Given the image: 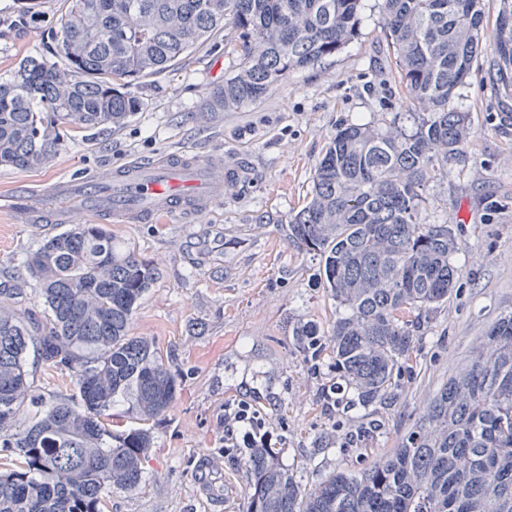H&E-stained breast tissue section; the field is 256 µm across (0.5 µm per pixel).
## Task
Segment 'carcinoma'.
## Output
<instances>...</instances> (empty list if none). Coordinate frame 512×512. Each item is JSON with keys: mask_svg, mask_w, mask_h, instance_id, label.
<instances>
[{"mask_svg": "<svg viewBox=\"0 0 512 512\" xmlns=\"http://www.w3.org/2000/svg\"><path fill=\"white\" fill-rule=\"evenodd\" d=\"M363 0H65L52 45L0 80V166L32 169L72 132L120 127L143 102L130 92L190 53L216 44L240 57L203 112L260 101L290 72L338 55L360 33ZM384 37L399 93L421 108L381 123L342 126L318 161L308 203L288 239L319 257L322 285L348 310L328 349L362 401L394 394L414 336L448 301L461 270L448 224H427L424 187L465 166L471 115L454 97L479 53L512 100V0L493 28L484 0H383ZM43 315L24 290L0 288V448L19 466L0 473V512H101L108 492L137 489L152 448L146 428L112 430V403L132 398L142 421L166 413L177 379L131 320L158 279L154 265L117 245L104 224H73L27 260ZM312 346L319 330L296 326ZM68 370L78 396L26 415L29 347ZM27 417V424L15 428ZM275 448L248 458L246 512H512V313L500 318L465 370L448 379L397 448L360 472L337 471L304 492Z\"/></svg>", "mask_w": 512, "mask_h": 512, "instance_id": "obj_1", "label": "carcinoma"}]
</instances>
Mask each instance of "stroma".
Masks as SVG:
<instances>
[{"instance_id":"obj_1","label":"stroma","mask_w":512,"mask_h":512,"mask_svg":"<svg viewBox=\"0 0 512 512\" xmlns=\"http://www.w3.org/2000/svg\"><path fill=\"white\" fill-rule=\"evenodd\" d=\"M62 2L0 0V76L9 75L22 55L43 52ZM30 3L38 20L26 11ZM364 4L360 34L338 56L291 72L256 104L201 115L206 93L223 84L238 60L235 52L205 49L136 86L143 107L124 126L73 133L42 168L0 167V191L20 181L42 190L59 179L170 154L221 155L251 169L249 186L229 190L208 217L186 224H109L117 242L159 269L131 333L153 341L178 392L171 408L149 424L153 446L140 488L113 489L102 512H246L248 451L225 452L220 426L225 405L242 399L285 436L280 456L302 489H315L340 469L360 471L397 447L487 330L512 311V205L485 207L489 196L512 201V137L495 130L501 104L485 52L457 100L472 115L471 160L446 166L425 190L426 222L456 231L459 289L427 316L400 386L385 405H363L349 387L337 395L335 409L323 400V388L338 380L331 354L303 348L293 329L309 321L328 335L340 309L320 284L318 258L289 241L286 225L307 202L315 166L340 124L408 109L387 75L382 0ZM62 230L0 213V284L25 288L24 305L36 314L43 305L25 259ZM27 360L34 408L75 396L70 372L32 354ZM204 462L229 490L222 503L196 491L194 475Z\"/></svg>"}]
</instances>
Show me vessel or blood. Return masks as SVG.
<instances>
[{"mask_svg": "<svg viewBox=\"0 0 512 512\" xmlns=\"http://www.w3.org/2000/svg\"><path fill=\"white\" fill-rule=\"evenodd\" d=\"M239 181V173L229 169L225 160L172 155L152 162L132 161L87 176L83 193L93 224L109 217L130 222L197 219ZM37 195L28 185H16L10 193L0 194V212H11L26 224L70 221L72 210L37 203Z\"/></svg>", "mask_w": 512, "mask_h": 512, "instance_id": "b4317fda", "label": "vessel or blood"}]
</instances>
